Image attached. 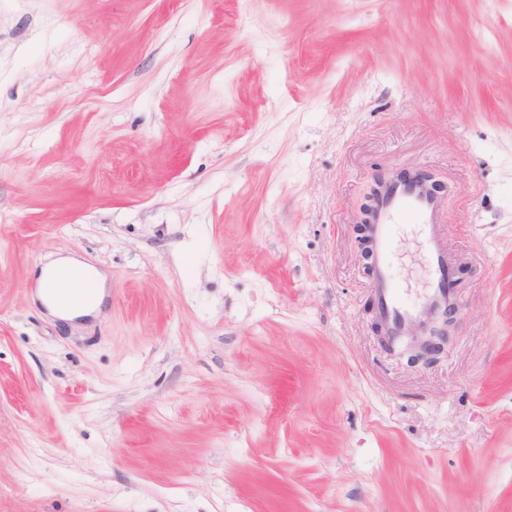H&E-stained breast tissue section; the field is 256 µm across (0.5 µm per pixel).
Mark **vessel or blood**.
<instances>
[{
    "mask_svg": "<svg viewBox=\"0 0 512 512\" xmlns=\"http://www.w3.org/2000/svg\"><path fill=\"white\" fill-rule=\"evenodd\" d=\"M439 200L414 183L386 186L380 195L370 236L374 253L372 288L382 332L397 342L408 326L426 327L454 299L448 256L436 233ZM404 224L420 227L430 282L424 293L409 298L393 272V241Z\"/></svg>",
    "mask_w": 512,
    "mask_h": 512,
    "instance_id": "b4317fda",
    "label": "vessel or blood"
}]
</instances>
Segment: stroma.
<instances>
[{
	"label": "stroma",
	"instance_id": "1",
	"mask_svg": "<svg viewBox=\"0 0 512 512\" xmlns=\"http://www.w3.org/2000/svg\"><path fill=\"white\" fill-rule=\"evenodd\" d=\"M403 168L465 269L417 366L355 250ZM0 512H512V0H0ZM87 271L93 273L94 281L98 285V292L92 302L88 304L77 302H62L47 297V288H50V283L48 281V275L50 272L76 281L79 280L85 273H87ZM103 285V276L93 268L78 263L72 259H60L46 266L41 271L39 280V295L43 303L48 307L50 311L62 318L73 319L75 317L87 315L90 311L96 309L100 305L103 295Z\"/></svg>",
	"mask_w": 512,
	"mask_h": 512
}]
</instances>
